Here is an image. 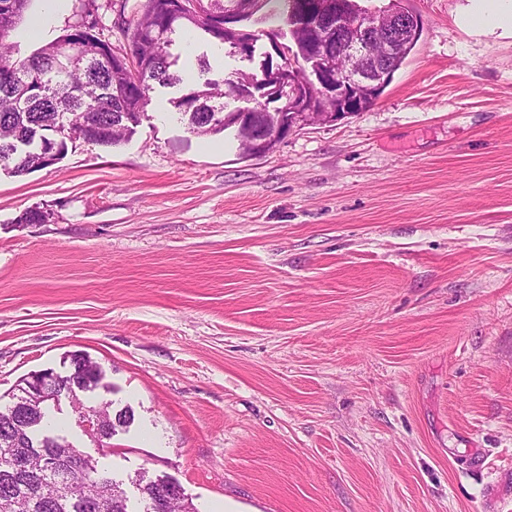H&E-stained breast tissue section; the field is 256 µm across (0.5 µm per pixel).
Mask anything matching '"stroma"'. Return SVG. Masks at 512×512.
Returning <instances> with one entry per match:
<instances>
[{
    "instance_id": "obj_1",
    "label": "stroma",
    "mask_w": 512,
    "mask_h": 512,
    "mask_svg": "<svg viewBox=\"0 0 512 512\" xmlns=\"http://www.w3.org/2000/svg\"><path fill=\"white\" fill-rule=\"evenodd\" d=\"M417 46L366 111L243 156L174 106L252 56L177 33L180 83L135 134L0 169V407L88 355V405L134 419L105 472L169 476L197 512H494L512 475V33L403 0ZM81 0H30L28 56ZM207 61L210 72L201 74ZM41 208L45 224L20 216Z\"/></svg>"
}]
</instances>
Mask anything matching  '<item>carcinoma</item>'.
Segmentation results:
<instances>
[{"label":"carcinoma","instance_id":"cac0c4a2","mask_svg":"<svg viewBox=\"0 0 512 512\" xmlns=\"http://www.w3.org/2000/svg\"><path fill=\"white\" fill-rule=\"evenodd\" d=\"M187 6L174 9L173 0H141L132 19L120 28L125 44L112 47L104 36L106 26L95 0H88L86 12H95L93 24L82 22L70 26V32L49 42L26 57L17 56L14 32L26 5L11 11V17L0 15V167L11 166L17 175L49 167L63 158L68 144L78 140L102 146H114L127 140L139 123L149 102L151 83L172 85L180 78L170 71L173 62L166 51L170 35L178 30L201 35L230 46L243 48L256 42V35L242 29H224V12L239 11L248 20L270 0H184ZM346 13L354 18L368 15L356 0H289L280 18L295 26V17L304 14L314 21L320 7ZM423 29L411 32L401 54L391 67L397 71L421 39ZM295 50L293 59H285L286 68L309 53L301 29L291 32ZM253 97L249 88L232 82L223 85L205 79L186 90L174 101V107L187 118L192 133L216 135L250 120L259 131L277 123L279 115L259 112L225 111L224 99ZM71 372L56 376L53 393L70 399L79 416L92 412L100 416L103 427L95 436L97 444L106 447L117 429L133 421L131 409L112 413L108 405L86 406L79 393L102 385V367L91 359L74 354ZM34 372L17 384L19 395L6 410H0V428L16 422L15 437L0 440V512H88L83 496L102 501L98 512H132L125 492L114 479L95 477L74 488L70 498L56 493L58 473L47 468L38 451L45 448L65 462L80 454L66 440L35 437L45 416L39 403ZM165 482L153 479L143 471L135 483L144 502L140 512H154L156 486Z\"/></svg>","mask_w":512,"mask_h":512}]
</instances>
